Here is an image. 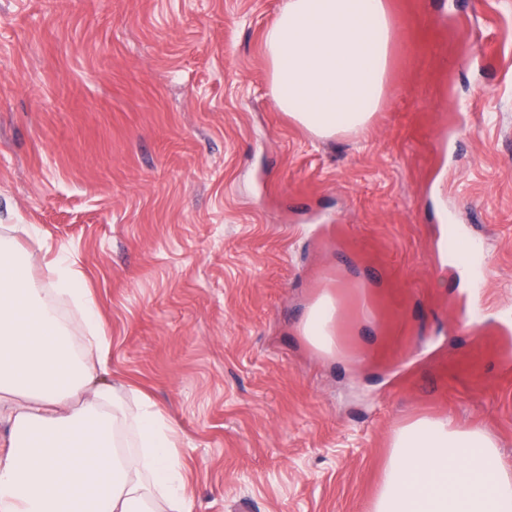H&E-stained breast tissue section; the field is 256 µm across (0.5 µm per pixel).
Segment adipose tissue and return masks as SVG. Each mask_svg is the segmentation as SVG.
<instances>
[{"label": "adipose tissue", "instance_id": "obj_1", "mask_svg": "<svg viewBox=\"0 0 512 512\" xmlns=\"http://www.w3.org/2000/svg\"><path fill=\"white\" fill-rule=\"evenodd\" d=\"M393 49L385 0H283L263 35L269 94L315 136L362 134ZM44 275L0 234V512H196L175 429L113 382L69 252ZM371 512H512V468L482 429L419 419L394 433Z\"/></svg>", "mask_w": 512, "mask_h": 512}]
</instances>
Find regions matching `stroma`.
<instances>
[{
	"label": "stroma",
	"instance_id": "stroma-1",
	"mask_svg": "<svg viewBox=\"0 0 512 512\" xmlns=\"http://www.w3.org/2000/svg\"><path fill=\"white\" fill-rule=\"evenodd\" d=\"M281 2L0 0V226L39 227L18 239L33 277L44 244L76 259L199 512H370L419 419L486 430L512 466V0H387L357 138L271 99ZM325 289L337 355L305 334Z\"/></svg>",
	"mask_w": 512,
	"mask_h": 512
}]
</instances>
